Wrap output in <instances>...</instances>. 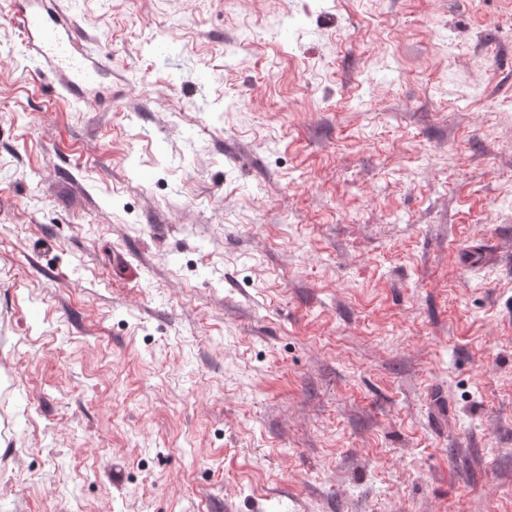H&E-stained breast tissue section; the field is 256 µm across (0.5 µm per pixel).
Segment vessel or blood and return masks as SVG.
I'll return each mask as SVG.
<instances>
[{"label":"vessel or blood","mask_w":512,"mask_h":512,"mask_svg":"<svg viewBox=\"0 0 512 512\" xmlns=\"http://www.w3.org/2000/svg\"><path fill=\"white\" fill-rule=\"evenodd\" d=\"M23 33L27 57L56 77L61 87L94 91L100 62L84 53L86 36L54 0H16L12 12Z\"/></svg>","instance_id":"b4317fda"}]
</instances>
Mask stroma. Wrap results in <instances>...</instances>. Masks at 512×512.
<instances>
[{
  "label": "stroma",
  "instance_id": "1",
  "mask_svg": "<svg viewBox=\"0 0 512 512\" xmlns=\"http://www.w3.org/2000/svg\"><path fill=\"white\" fill-rule=\"evenodd\" d=\"M0 0V512H512V0ZM12 20L20 22L27 57L37 67L58 78L60 86L81 85L89 92L84 98L96 99V76L102 61L84 54L86 35L73 18L52 0H14Z\"/></svg>",
  "mask_w": 512,
  "mask_h": 512
}]
</instances>
